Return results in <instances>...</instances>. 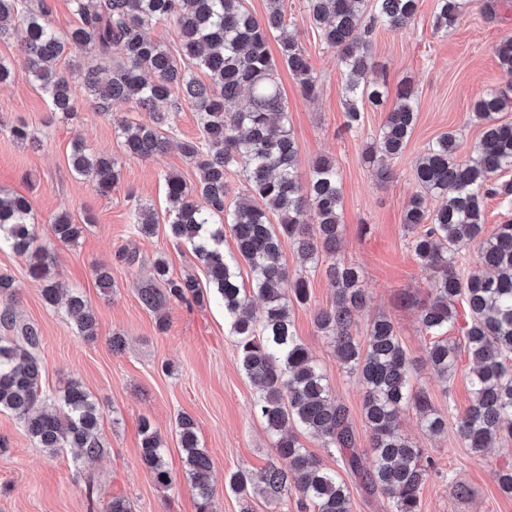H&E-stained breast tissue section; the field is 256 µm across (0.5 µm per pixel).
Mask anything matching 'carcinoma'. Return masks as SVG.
Instances as JSON below:
<instances>
[{
	"instance_id": "carcinoma-1",
	"label": "carcinoma",
	"mask_w": 512,
	"mask_h": 512,
	"mask_svg": "<svg viewBox=\"0 0 512 512\" xmlns=\"http://www.w3.org/2000/svg\"><path fill=\"white\" fill-rule=\"evenodd\" d=\"M79 22L60 34L44 6L23 8L25 0H0V39L9 35L8 23L24 31L20 49L27 59L28 77L37 82L52 110L72 117L76 91L61 74L57 62L75 52L91 58L82 71L84 98L97 112L112 114L115 102L131 103L148 112L141 121L121 119L118 129L127 154L147 158L164 151L163 135L168 113L181 102L199 112L202 138L180 144L182 155L197 170L195 184L177 174L165 176L167 216L172 235L192 247L205 270L208 289L197 279L167 276L163 260L155 261L153 278L139 290L140 300L159 309L171 299L202 305L213 298L224 304L239 345V365L260 388L255 408L275 437L281 461L261 477L259 493L278 502L291 491L298 503H311L315 512H352L351 492L338 470L326 467L307 453L298 440L304 431L324 442L336 454L339 470L361 477L365 488L378 491L394 512H421V490L433 462L421 449L397 432L402 411L413 407L430 435L448 428L447 416L433 407L429 397L411 384V368L394 325L383 316L369 326L363 345L354 336L355 316L365 307L361 272L335 259L341 241L342 186L336 162L315 158L307 179L296 167L297 148L288 128V112L275 73L278 63L298 81L306 97L315 94L311 65L288 30L282 0H268L267 12L255 17L244 0H71ZM310 19L324 44L334 50L346 77L345 125L352 129L362 118L360 106H381L387 98L383 79L375 75L368 41L359 36L379 20L393 30L414 21L418 0H306ZM470 0H438L433 26L450 33ZM167 21L180 42L175 55L151 39L150 26ZM277 38L278 57L268 46ZM499 65L512 74V34L495 45ZM196 69L206 81L191 72ZM167 105L161 110L160 105ZM512 105L508 91L480 93L472 107L483 125L479 145L466 161L457 159L454 132L440 135L428 145L414 169L421 193L404 210L403 223L413 233L410 248L416 260L435 279L433 299L419 304L422 328L435 338L429 362L443 379L456 370L457 346L442 333L458 316L462 304L469 321L463 344L472 361V405L457 421L465 447L482 454L498 435L512 436V224H500L484 238L474 257V269L465 279L455 267L460 244L483 235L484 201L512 200V123L498 114ZM418 96L407 82L399 86L397 100L388 112L378 137L364 152V161L377 179L391 177L386 159L401 155L414 129ZM69 165L79 176H92L101 195L112 192L118 178L117 163L107 154H92L80 142L72 146ZM242 168L246 193L227 201L225 176ZM440 199L430 210L425 198ZM308 211L312 223L300 222ZM225 217L226 224L214 222ZM158 223L148 205L132 216L138 232L149 234ZM229 229L237 253L220 248ZM54 241L69 245L82 228L67 214L50 220ZM288 239L304 260L318 264L319 256L332 258L326 276L334 288L330 306L315 312L316 327L331 339L336 361L360 376L366 388L363 404L371 431L372 470L363 469L348 409L331 395L321 368L297 339L291 309L308 299L303 277L291 281L280 263L281 240ZM37 240L31 202L20 195L0 196V243L28 255V274L44 284L43 298L55 306L65 301L67 315L81 336L96 334V320L82 296L61 288L51 275L52 257ZM252 274V296L241 288L240 262ZM12 279L0 276V326L15 325L10 300ZM263 302L254 316L253 298ZM41 365L28 350L0 336V410L11 411L32 438L47 451L78 448L89 458L103 452L99 433L101 412L78 383L66 389L64 415L50 411L52 396L41 389ZM179 443L185 455L187 476L195 491L197 512H212L216 475L201 448L195 423L188 415L178 419ZM140 459L161 485L172 482L164 463V444L147 419L142 420ZM225 485L246 496L252 478L236 471Z\"/></svg>"
}]
</instances>
